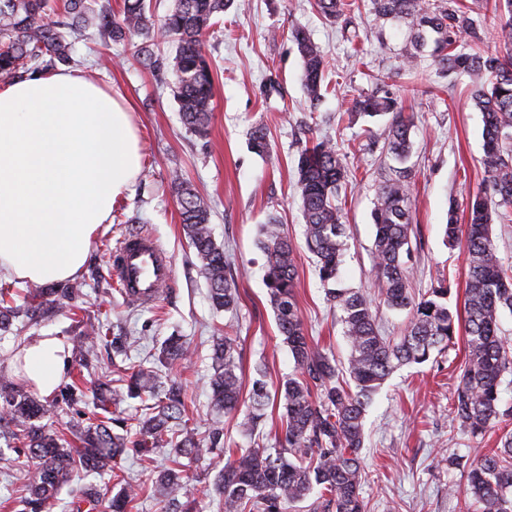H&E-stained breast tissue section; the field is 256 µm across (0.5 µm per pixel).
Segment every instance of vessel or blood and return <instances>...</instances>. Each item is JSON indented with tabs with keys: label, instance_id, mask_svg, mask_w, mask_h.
<instances>
[{
	"label": "vessel or blood",
	"instance_id": "b4317fda",
	"mask_svg": "<svg viewBox=\"0 0 512 512\" xmlns=\"http://www.w3.org/2000/svg\"><path fill=\"white\" fill-rule=\"evenodd\" d=\"M111 266L125 292L143 304L154 303L168 285L173 268L166 251L151 236L135 233L116 248Z\"/></svg>",
	"mask_w": 512,
	"mask_h": 512
}]
</instances>
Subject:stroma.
<instances>
[{
  "label": "stroma",
  "mask_w": 512,
  "mask_h": 512,
  "mask_svg": "<svg viewBox=\"0 0 512 512\" xmlns=\"http://www.w3.org/2000/svg\"><path fill=\"white\" fill-rule=\"evenodd\" d=\"M313 0H249L243 11L222 14L202 46L216 66L211 130L201 138L183 125L171 91L169 72L146 67L126 44L111 45L112 62L97 64L100 45L79 38L74 57L113 92L133 106L143 135V168L128 198L118 201L108 224L93 239L82 274L88 301L60 298L52 312L26 328V336H56L70 346V368L80 356L77 340L82 323L102 322L108 332L97 341L98 369L84 375L85 393L114 377L113 335L132 336L147 353L171 336L187 339L191 357L176 372L192 413L198 438L208 434L211 407L207 381L212 372V336L228 325L237 338L244 386H251L259 361L268 364V382L278 385L296 371L279 336L263 279V254L256 241L260 224L273 214L296 245L298 304L307 336L338 362L349 347L339 313L330 307L304 245L303 216L293 191L294 162L305 143L332 140L346 156L348 181L341 190L342 221L347 226L345 284L372 289L371 211L376 188L388 171L380 146L369 134L390 126L391 115L352 117L349 100L368 91L374 77H384L405 114L414 118L409 166L412 185L411 245L415 268L411 286L421 293L434 278L448 281V306L462 312L467 267L461 249L444 243L449 206L465 217L469 199L483 186L482 114L470 97L464 75L441 76L422 60L419 76L407 75L403 58L410 49L408 29L393 22L375 27L363 0L344 18L330 22ZM305 27L324 50L331 88L311 106L300 81L301 61L288 38L293 26ZM357 43H350V36ZM269 132L271 150L258 156L250 149L252 128ZM180 175L214 204V238L223 246L238 291V308H212L208 288L183 232L173 175ZM150 231L171 255L174 277L151 305L128 308L111 273L109 255L129 234ZM465 354L456 344L436 361L402 367L381 385L365 417L361 450L369 474L362 488L368 512H460L461 501L449 486L465 487L466 472L450 465L455 456H474L495 445L496 432L474 438L450 413L458 383L457 366ZM208 457L187 459L183 475L189 499L198 512H217Z\"/></svg>",
  "instance_id": "35a3bbf8"
}]
</instances>
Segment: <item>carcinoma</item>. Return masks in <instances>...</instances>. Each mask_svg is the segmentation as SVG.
<instances>
[{
  "label": "carcinoma",
  "instance_id": "obj_1",
  "mask_svg": "<svg viewBox=\"0 0 512 512\" xmlns=\"http://www.w3.org/2000/svg\"><path fill=\"white\" fill-rule=\"evenodd\" d=\"M509 19L496 30L495 40L506 55L460 49L462 40H481L473 14L483 0L469 5L438 0H369L375 26L402 21L409 29L412 50L403 66L414 73L417 59L427 55L437 68L465 73L472 83V100L483 117L484 188L467 203V222L457 223L455 207L448 210L445 238L449 247L466 255L468 283L464 300L465 360L453 397L454 419L473 437L497 423L512 419V407L503 405L502 378L512 373V346L499 335L502 313H512V276L507 274L490 233L493 215L512 217V0H498ZM245 8L243 0H174L173 9L155 23L146 0H123L120 14L106 7L95 9L90 0H64L63 14L55 19L51 0H0V76L40 73L71 62V42L86 31L92 16L96 32L106 45L125 42L135 54V36L159 37L175 45L171 74L173 93L184 125L199 137L208 135L213 110V63L202 50L203 39L215 19L230 7ZM317 11L338 20L350 7L347 0H314ZM291 41L302 61V81L310 102L323 97L326 56L302 26L291 30ZM379 86L350 101L355 114L394 117L383 134L385 157L397 166L377 186L372 212L376 232L374 291L351 288L341 278L347 246L339 196L348 169L336 146L324 141L300 150L294 188L305 221V244L316 258L326 300L340 312L343 334L349 345L347 367L342 369L326 352L310 344L297 303L299 282L293 245L282 224L270 216L261 225L257 246L265 257V281L283 344L288 347L298 374L267 388V372L256 369L249 391L248 409L239 427L251 436L267 418L275 400L283 401L285 428L276 446L228 448L224 445L221 415L239 408L241 369L236 339L214 337L210 405L215 417L206 448L218 459L213 487L221 512H284L285 505L313 499L311 512H366L361 486L366 473L360 450L364 445L365 412L373 395L400 366L429 360L455 344V323L448 308V288L443 283L415 295L410 289L412 168L407 165L413 142V121L402 114L398 100ZM250 148L264 156L270 152L262 128L250 134ZM181 224L209 287L212 307L229 311L238 303L237 288L211 229V202L181 180L173 178ZM78 299L80 282L58 288L35 285L23 303L6 300L0 292V333L12 331L14 321L43 320L51 297ZM409 310L403 336L382 335L377 324L379 304ZM189 357L186 342L171 336L149 357L131 367L121 386L102 383L96 392L101 414L85 424L49 429L56 404L43 402L23 386L0 375V460L26 469L24 494L13 512H52L61 487L75 475L88 477L118 468L119 461L171 448L176 456L191 458L201 452L200 441L188 425L182 386L170 380L159 384L162 370L181 367ZM83 374L72 375L64 399L76 403L85 395ZM130 399L141 402L135 433L128 432L121 406ZM467 484L460 491L465 512H512V429L502 432L496 447L479 455L467 468ZM143 490L116 479L85 492L81 500L104 512H135ZM185 482L178 461L158 470L151 497L159 496L167 512H195L181 501Z\"/></svg>",
  "mask_w": 512,
  "mask_h": 512
}]
</instances>
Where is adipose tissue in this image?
<instances>
[{
	"mask_svg": "<svg viewBox=\"0 0 512 512\" xmlns=\"http://www.w3.org/2000/svg\"><path fill=\"white\" fill-rule=\"evenodd\" d=\"M142 158L128 103L83 71L0 82V277L53 284L79 274ZM69 358L61 338H34L22 375L52 394Z\"/></svg>",
	"mask_w": 512,
	"mask_h": 512,
	"instance_id": "1",
	"label": "adipose tissue"
}]
</instances>
